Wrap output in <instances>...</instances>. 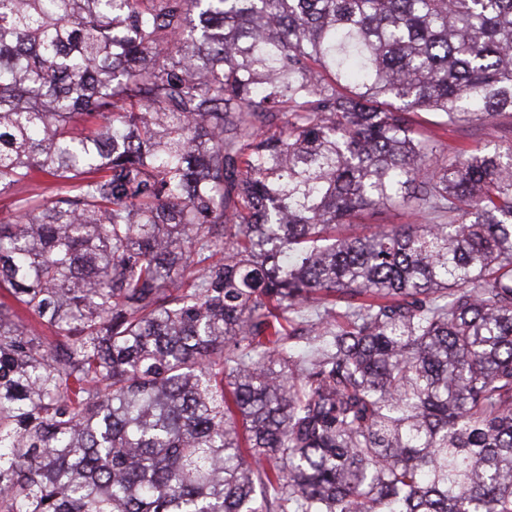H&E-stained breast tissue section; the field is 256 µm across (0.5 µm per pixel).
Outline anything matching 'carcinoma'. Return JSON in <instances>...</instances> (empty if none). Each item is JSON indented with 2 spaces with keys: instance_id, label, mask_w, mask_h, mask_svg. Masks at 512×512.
Returning <instances> with one entry per match:
<instances>
[{
  "instance_id": "obj_1",
  "label": "carcinoma",
  "mask_w": 512,
  "mask_h": 512,
  "mask_svg": "<svg viewBox=\"0 0 512 512\" xmlns=\"http://www.w3.org/2000/svg\"><path fill=\"white\" fill-rule=\"evenodd\" d=\"M503 115L512 0H0V512H512ZM512 121L510 117H499L493 121H487L484 124H470L460 128L456 133L448 134V148L457 145H466L470 147L493 145L498 143L500 136V126L509 124ZM422 222V223H420ZM363 224H425L411 214V210L404 208H389L374 210L366 214Z\"/></svg>"
}]
</instances>
